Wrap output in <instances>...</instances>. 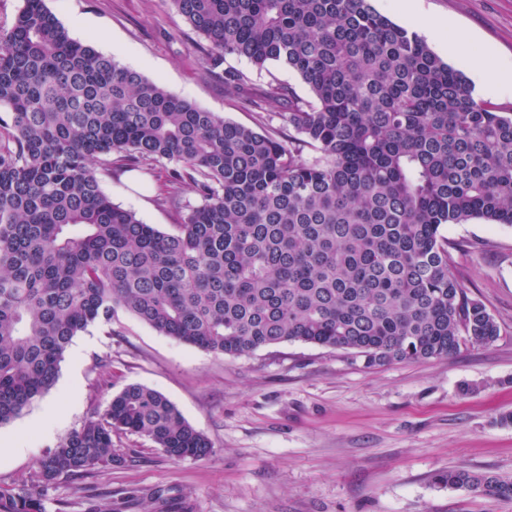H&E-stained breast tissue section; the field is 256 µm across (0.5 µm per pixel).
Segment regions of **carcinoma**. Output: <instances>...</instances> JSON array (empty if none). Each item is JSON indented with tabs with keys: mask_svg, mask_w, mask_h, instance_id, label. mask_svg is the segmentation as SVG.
Returning a JSON list of instances; mask_svg holds the SVG:
<instances>
[{
	"mask_svg": "<svg viewBox=\"0 0 512 512\" xmlns=\"http://www.w3.org/2000/svg\"><path fill=\"white\" fill-rule=\"evenodd\" d=\"M165 2L210 43L207 69L229 55L279 63L312 100L226 68L225 88L297 136L226 121L73 39L45 0H22L0 27V425L119 309L230 358L303 342L376 367L494 343L499 326L453 273L442 230L512 226V118L372 0ZM114 154L174 164V232L103 192ZM187 185L199 205L183 204ZM121 433L175 461L214 453L162 393L129 384L19 492H0V512H46L60 479L124 465ZM433 482L512 498L511 479L465 469Z\"/></svg>",
	"mask_w": 512,
	"mask_h": 512,
	"instance_id": "1",
	"label": "carcinoma"
}]
</instances>
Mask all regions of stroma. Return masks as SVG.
Masks as SVG:
<instances>
[{
  "instance_id": "stroma-1",
  "label": "stroma",
  "mask_w": 512,
  "mask_h": 512,
  "mask_svg": "<svg viewBox=\"0 0 512 512\" xmlns=\"http://www.w3.org/2000/svg\"><path fill=\"white\" fill-rule=\"evenodd\" d=\"M71 36L161 82L225 120L281 135L277 114L257 112L205 67L208 42L166 0H46ZM436 23L454 22L478 46L512 61V0H423ZM226 68L250 84L280 83L309 98L288 68L257 69L230 56ZM169 163H122L103 175L113 203L172 231L179 213L163 204ZM452 268L500 328L489 346L375 368L342 352L283 343L231 359L161 335L117 311L78 333L55 386L0 426V492H17L58 438L141 384L165 395L215 452L174 461L138 436L121 468L60 480L47 512H84L85 489L112 492V512H512L497 499L433 483L445 468L512 479V227L474 220L444 230ZM48 421L45 430L35 428Z\"/></svg>"
}]
</instances>
